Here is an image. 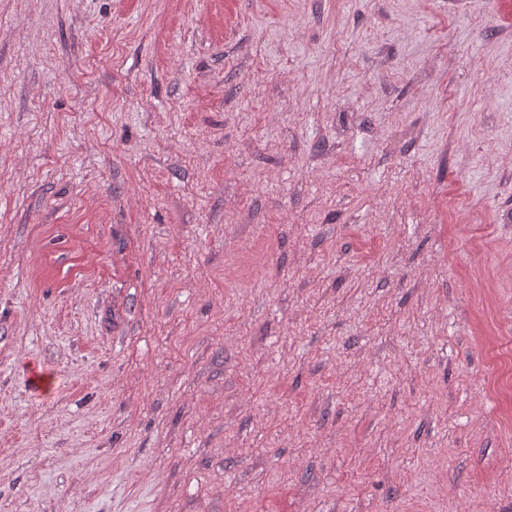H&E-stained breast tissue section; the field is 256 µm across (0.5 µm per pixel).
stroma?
Segmentation results:
<instances>
[{"label": "stroma", "instance_id": "stroma-1", "mask_svg": "<svg viewBox=\"0 0 512 512\" xmlns=\"http://www.w3.org/2000/svg\"><path fill=\"white\" fill-rule=\"evenodd\" d=\"M0 512H512V0H0Z\"/></svg>", "mask_w": 512, "mask_h": 512}]
</instances>
